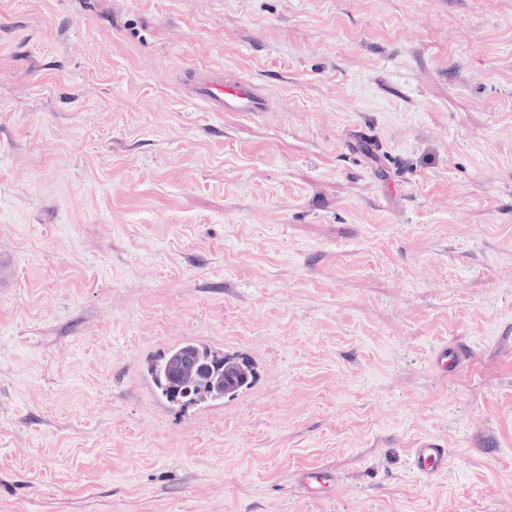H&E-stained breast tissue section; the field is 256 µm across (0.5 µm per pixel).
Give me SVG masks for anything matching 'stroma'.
Instances as JSON below:
<instances>
[{"mask_svg": "<svg viewBox=\"0 0 512 512\" xmlns=\"http://www.w3.org/2000/svg\"><path fill=\"white\" fill-rule=\"evenodd\" d=\"M2 261L0 512H512V0H0ZM181 91L210 112H268L271 101L251 81L227 79L213 70L188 69L183 72ZM196 348L197 358L203 359L205 365L201 370V377L197 379H183L175 381L173 379V372L169 367L164 364V356L152 360L148 367V374L152 381L155 383L161 395L172 403L180 404L181 407L189 405H198L201 402H217L226 398H233L238 393L251 385L255 378V371L253 366L248 361H244L234 354H222L219 357L207 348L199 345H194ZM241 361L243 363H240ZM237 363L244 368V371H238L239 377L234 378V382L227 381V374L229 370L235 369L233 363ZM217 370L224 368V392L213 394L208 386L206 377L209 375L210 370ZM448 461V451L436 444L427 443L420 448H414L413 463L415 468L426 478H433L440 473Z\"/></svg>", "mask_w": 512, "mask_h": 512, "instance_id": "obj_1", "label": "stroma"}]
</instances>
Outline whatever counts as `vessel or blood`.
Instances as JSON below:
<instances>
[{
	"instance_id": "1",
	"label": "vessel or blood",
	"mask_w": 512,
	"mask_h": 512,
	"mask_svg": "<svg viewBox=\"0 0 512 512\" xmlns=\"http://www.w3.org/2000/svg\"><path fill=\"white\" fill-rule=\"evenodd\" d=\"M181 91L211 112H266L271 105L267 94L251 81L227 79L213 70L185 71ZM447 459V449L432 443L413 451L415 468L429 479L440 473Z\"/></svg>"
}]
</instances>
